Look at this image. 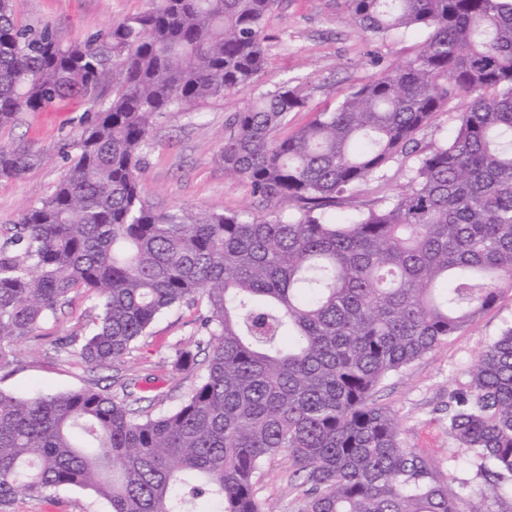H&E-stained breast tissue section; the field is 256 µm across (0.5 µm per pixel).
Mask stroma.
<instances>
[{
	"label": "stroma",
	"mask_w": 512,
	"mask_h": 512,
	"mask_svg": "<svg viewBox=\"0 0 512 512\" xmlns=\"http://www.w3.org/2000/svg\"><path fill=\"white\" fill-rule=\"evenodd\" d=\"M17 17L26 23H50L63 43L107 29L147 9L149 0H12ZM265 68L257 83L237 87L224 97L209 99L160 115L151 130L152 148L140 182L142 199L157 211L182 209L195 215L238 211L267 215L282 209L281 200L253 195L242 181L225 176L218 160L233 114L258 93L284 82L298 86L309 107L290 113L280 136L305 126L314 112L334 109L355 87L377 78L382 66L402 64L416 54L426 34L408 31L385 39H365L342 0H278L265 21ZM89 103L67 98L44 112L19 113L15 123L0 129V143L20 145L40 154L41 162L19 179H0V232L18 224L24 209L49 195L64 172L60 152L78 130ZM416 157L396 156L380 178L364 184L337 208V218L379 204L405 186ZM99 309L85 295L73 296L56 318L40 324L34 337L13 343L14 362L0 370V390L19 396L92 388L122 395L121 384L144 381L153 397V414L177 408L198 382L202 371L173 370L176 347L195 349L203 337L205 300L175 308L158 318L126 362L89 368L67 356L62 343L90 334ZM512 326V290L473 323L449 336L430 353L393 373L377 389L374 401L398 420L405 447L434 461L448 492L460 508L475 495V468L456 453L448 434L450 395L466 386L470 371L501 332ZM293 466L286 457L268 461L256 484L271 512H298ZM0 512H110L109 504L78 489L60 488L41 495L18 494Z\"/></svg>",
	"instance_id": "stroma-1"
}]
</instances>
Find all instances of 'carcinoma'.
Instances as JSON below:
<instances>
[{"label":"carcinoma","mask_w":512,"mask_h":512,"mask_svg":"<svg viewBox=\"0 0 512 512\" xmlns=\"http://www.w3.org/2000/svg\"><path fill=\"white\" fill-rule=\"evenodd\" d=\"M276 4L150 0L65 45L0 0V128L67 96L98 106L64 145L52 193L0 235V368L12 342L79 293L100 313L65 349L91 368L124 361L174 308L203 298L209 310L204 373L171 413H147L133 381L122 403L91 389L0 391V504L68 487L111 512H267L257 475L286 456L299 512H464L373 394L512 290V0H343L367 38L429 36L289 137L276 132L308 100L288 82L235 112L225 175L298 209L148 207L139 184L154 120L258 82ZM454 97L468 106L451 138L418 150ZM407 150L418 158L401 192L330 216ZM40 161L0 144V178ZM171 364L194 368L197 354L178 347ZM448 433L483 487L469 512H512V327L453 392Z\"/></svg>","instance_id":"1"}]
</instances>
